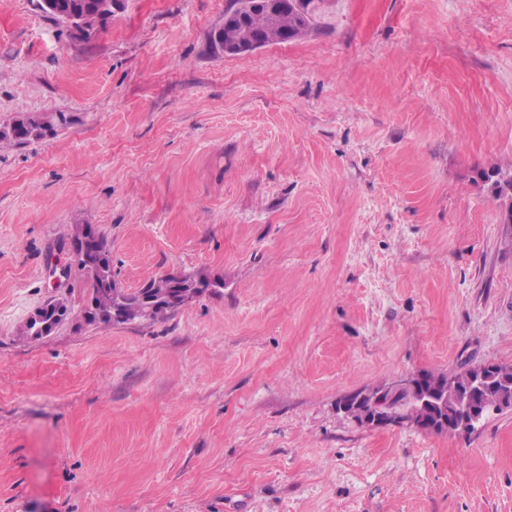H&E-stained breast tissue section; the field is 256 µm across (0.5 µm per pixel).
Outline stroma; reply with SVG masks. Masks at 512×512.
Returning a JSON list of instances; mask_svg holds the SVG:
<instances>
[{
    "label": "stroma",
    "instance_id": "35a3bbf8",
    "mask_svg": "<svg viewBox=\"0 0 512 512\" xmlns=\"http://www.w3.org/2000/svg\"><path fill=\"white\" fill-rule=\"evenodd\" d=\"M236 0H114L90 41L0 0V512H512V408L371 429L337 401L512 364V0H311L218 55ZM117 288L223 280L90 321L80 225ZM67 314L25 334L42 305ZM299 0L294 5H288L280 9L259 8L252 11L243 12V22L241 23L236 14L238 11L228 13L224 21V26L215 30L211 34V44L215 48L218 45L224 46L225 43H232L237 34L246 32L253 33L257 37H264L267 44L276 42H285V37L296 38L308 28L310 21H307L305 14L307 11V2ZM276 17L278 33L274 38L269 36L271 17ZM51 128V123H44L35 119L18 120L8 127L0 128V145L38 139L44 137Z\"/></svg>",
    "mask_w": 512,
    "mask_h": 512
}]
</instances>
